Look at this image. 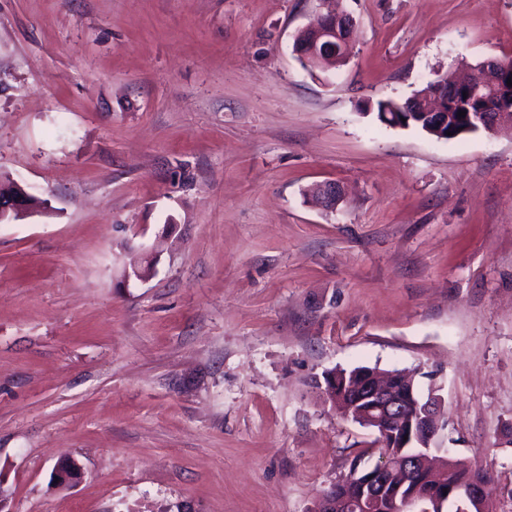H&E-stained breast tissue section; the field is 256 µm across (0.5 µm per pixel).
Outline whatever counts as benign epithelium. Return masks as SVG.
I'll list each match as a JSON object with an SVG mask.
<instances>
[{"mask_svg":"<svg viewBox=\"0 0 512 512\" xmlns=\"http://www.w3.org/2000/svg\"><path fill=\"white\" fill-rule=\"evenodd\" d=\"M310 35L308 41L294 43L293 51L303 60L308 58L323 63L327 60H347L358 35L356 21L348 14L328 10L314 19L306 28ZM481 83L470 79L454 81L456 98H466L467 112L457 118L460 123H480L486 132H494L503 120H512V61L490 58L478 66ZM448 86V75H442L432 82L428 97L429 109L439 115L434 135L447 137L448 113L442 106V93ZM318 201L327 210L336 208L342 200V189L334 183H325L318 189ZM40 201L31 196L17 183L4 184L0 181V223L18 220L32 212ZM398 378L401 383L413 387V375L406 371H371L362 377L356 385L358 393H365L374 399V404L354 414L343 409L345 416H354V422L371 429L377 436L381 447L389 449L378 463V471L371 468L355 470L352 478L361 486V494L349 500L338 501L332 495L319 499V512H388L392 507L397 512H433L430 503L424 497L411 491L401 496L400 501L385 503L382 484L384 479L403 477L411 464L436 466L439 458L429 453L436 447L439 435L447 427L443 410V399L429 390L428 394H417L411 409H404L403 402L393 393L391 380ZM393 448H423L427 454L409 453L400 456L391 452ZM57 475L63 482H72L80 477L79 465L74 461H65L57 466ZM450 495L461 500L465 508L461 512H493L486 494V484L473 487L453 485Z\"/></svg>","mask_w":512,"mask_h":512,"instance_id":"benign-epithelium-1","label":"benign epithelium"}]
</instances>
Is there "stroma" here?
<instances>
[{
    "label": "stroma",
    "instance_id": "obj_1",
    "mask_svg": "<svg viewBox=\"0 0 512 512\" xmlns=\"http://www.w3.org/2000/svg\"><path fill=\"white\" fill-rule=\"evenodd\" d=\"M340 8L312 73L319 0H0V179L45 203L0 223V512H310L378 460L314 385L356 367L436 389L512 512V129L367 110L512 58V0ZM303 34H309L310 38L305 43L298 38L294 43L296 57L320 63L336 59L346 62L357 39L358 27L350 15L328 10L314 19Z\"/></svg>",
    "mask_w": 512,
    "mask_h": 512
}]
</instances>
